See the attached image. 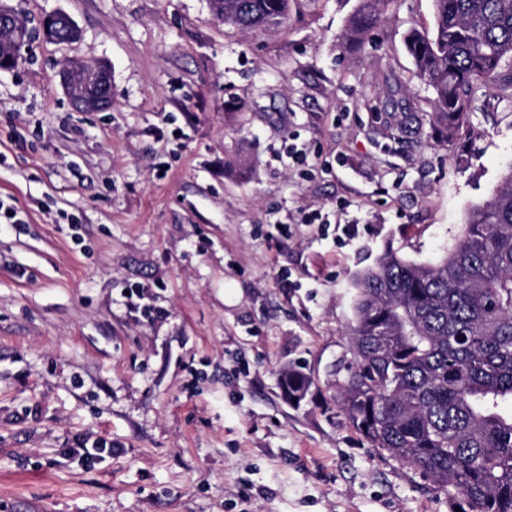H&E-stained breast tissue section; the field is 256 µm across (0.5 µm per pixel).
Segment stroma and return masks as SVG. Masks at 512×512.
Instances as JSON below:
<instances>
[{"instance_id": "1", "label": "stroma", "mask_w": 512, "mask_h": 512, "mask_svg": "<svg viewBox=\"0 0 512 512\" xmlns=\"http://www.w3.org/2000/svg\"><path fill=\"white\" fill-rule=\"evenodd\" d=\"M6 3L80 37L0 71V512H456L337 402L355 275L389 248L438 261L512 169V98L478 82L454 137L430 121L404 38L433 0H386L353 55L361 0H289L273 32L210 0ZM72 58L109 65L111 110L71 104ZM386 80L408 94L380 113ZM288 365L313 381L297 406ZM100 436L120 454L72 455ZM146 292L145 288H127L125 297L130 301L128 306L131 309L139 313L143 320L152 322L160 312L148 302L149 297L146 295Z\"/></svg>"}]
</instances>
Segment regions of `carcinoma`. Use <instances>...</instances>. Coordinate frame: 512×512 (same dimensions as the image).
<instances>
[{"label":"carcinoma","mask_w":512,"mask_h":512,"mask_svg":"<svg viewBox=\"0 0 512 512\" xmlns=\"http://www.w3.org/2000/svg\"><path fill=\"white\" fill-rule=\"evenodd\" d=\"M383 0H363L346 49L364 44ZM224 24L270 30L288 0H211ZM430 30L411 31L415 76L433 92L453 136L482 80L512 90V0H434ZM354 360L338 385L352 426L370 446L460 498L469 512H512V170L475 206L436 264L392 249L355 280ZM288 397L312 385L280 370Z\"/></svg>","instance_id":"carcinoma-1"}]
</instances>
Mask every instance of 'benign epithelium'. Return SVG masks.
I'll list each match as a JSON object with an SVG mask.
<instances>
[{
	"instance_id": "7a95c632",
	"label": "benign epithelium",
	"mask_w": 512,
	"mask_h": 512,
	"mask_svg": "<svg viewBox=\"0 0 512 512\" xmlns=\"http://www.w3.org/2000/svg\"><path fill=\"white\" fill-rule=\"evenodd\" d=\"M23 22L10 7L0 5V35L13 41L12 53L19 57L25 41L21 40ZM62 85L82 112L105 111L112 107L110 71L101 63L68 61L61 71Z\"/></svg>"
}]
</instances>
